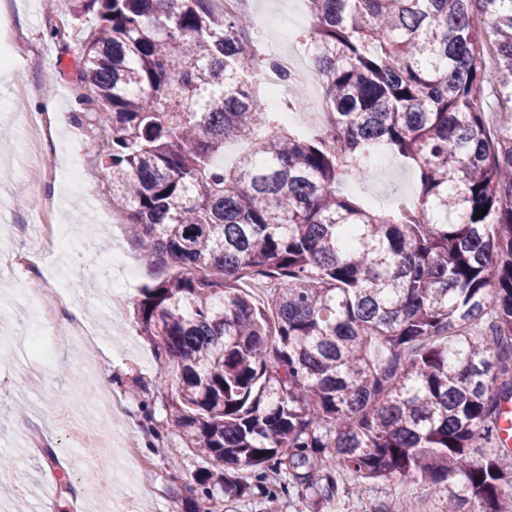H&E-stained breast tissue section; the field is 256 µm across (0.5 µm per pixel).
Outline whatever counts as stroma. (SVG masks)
Instances as JSON below:
<instances>
[{
	"label": "stroma",
	"mask_w": 512,
	"mask_h": 512,
	"mask_svg": "<svg viewBox=\"0 0 512 512\" xmlns=\"http://www.w3.org/2000/svg\"><path fill=\"white\" fill-rule=\"evenodd\" d=\"M76 5V0H11L0 7V52L14 53L19 44L27 48L24 59L0 65V458L15 460L20 468L16 482L0 484V502L23 499L29 512H106L111 494L91 464L100 448L64 449L60 414L65 411L71 425L95 435L100 447L116 449L127 460L137 454L152 458L157 473L131 472L114 492H134L143 512H169L186 497L185 485L200 463L166 418L155 350L134 319L133 305L141 288L173 269L145 267L127 227L115 235L90 229L95 216L112 209L104 200L107 185L97 162L96 129L90 121L73 119L81 110L78 48L94 24L93 16L77 12ZM267 8L272 21L260 34L265 51H296L297 35L311 23L305 0H269ZM54 26L60 37L51 36ZM48 99L62 111L63 122L46 117L43 103ZM31 116L46 117L49 140L33 139L27 122ZM65 149L81 156L83 198L70 196L50 174ZM345 190L384 211L415 193L416 177L398 162L381 168L372 161L364 179L347 182ZM46 197L53 202V223L76 230L70 250H57L21 230ZM115 248L125 253L138 276L125 290L103 294L99 288L111 280L112 269L100 256ZM26 251L34 267L19 283L7 270ZM60 273L70 285L68 312L82 315L98 336L78 345L62 324L48 335L45 352L28 349L27 338L37 323L34 301ZM116 399L126 408L117 421L109 414ZM148 410L165 438L156 450L144 432ZM46 447L54 449L58 466L44 465ZM63 481L74 490L64 501L58 498ZM348 482V475H337V489L327 497L293 485L272 504L249 494L226 503L225 510L293 512L299 501L305 512H405L410 502L417 512H441L443 507L441 496L406 478L365 479L353 495L345 491Z\"/></svg>",
	"instance_id": "35a3bbf8"
}]
</instances>
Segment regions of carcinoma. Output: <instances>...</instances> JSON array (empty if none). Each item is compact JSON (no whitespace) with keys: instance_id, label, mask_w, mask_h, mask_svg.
<instances>
[{"instance_id":"obj_1","label":"carcinoma","mask_w":512,"mask_h":512,"mask_svg":"<svg viewBox=\"0 0 512 512\" xmlns=\"http://www.w3.org/2000/svg\"><path fill=\"white\" fill-rule=\"evenodd\" d=\"M306 2L325 107L306 135L253 88L252 63L276 67L254 20L213 0L80 5L107 200L176 269L135 317L208 463L191 512H224L243 471L271 497L282 474L333 493L341 471L512 512V0ZM230 136L251 149L227 170ZM380 151L417 176L387 213L341 188ZM267 276L270 313L240 288Z\"/></svg>"}]
</instances>
